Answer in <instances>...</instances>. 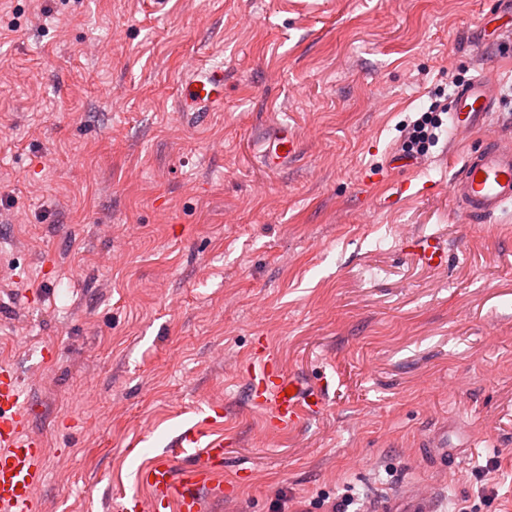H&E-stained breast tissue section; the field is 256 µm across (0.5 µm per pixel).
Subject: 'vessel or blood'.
Instances as JSON below:
<instances>
[{"instance_id":"vessel-or-blood-1","label":"vessel or blood","mask_w":512,"mask_h":512,"mask_svg":"<svg viewBox=\"0 0 512 512\" xmlns=\"http://www.w3.org/2000/svg\"><path fill=\"white\" fill-rule=\"evenodd\" d=\"M493 77L479 75L458 89L448 114L451 131L489 130L496 101ZM221 70L199 71L185 86L187 100L198 103L195 123L224 100ZM448 194L472 223L479 224L512 205V141L490 137L485 148L468 154ZM414 254L422 264L438 268L448 256L444 242L433 235L418 237ZM251 404L265 411L269 427L288 429L327 406L324 390L302 384L288 375L264 345H257L245 367ZM26 391L12 368L0 367V512H34L35 493L45 481L43 440L30 434ZM224 441L208 438L205 430L190 427L170 442L140 481L151 492L153 512H202V487L223 494ZM373 512H438L436 496L398 489L376 501Z\"/></svg>"}]
</instances>
